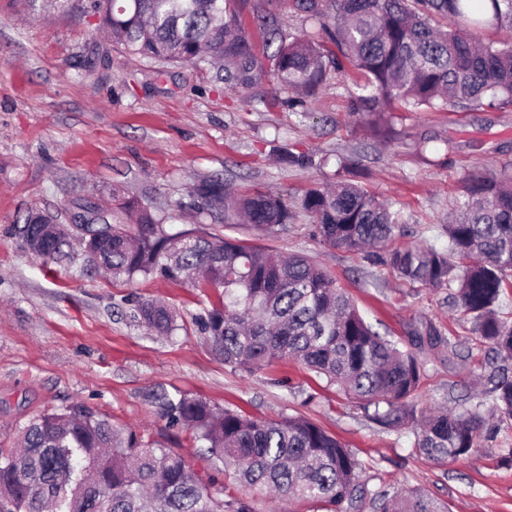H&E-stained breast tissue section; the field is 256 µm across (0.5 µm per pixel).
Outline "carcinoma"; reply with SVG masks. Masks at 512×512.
I'll return each mask as SVG.
<instances>
[{"label": "carcinoma", "instance_id": "1", "mask_svg": "<svg viewBox=\"0 0 512 512\" xmlns=\"http://www.w3.org/2000/svg\"><path fill=\"white\" fill-rule=\"evenodd\" d=\"M234 0H87L100 29L132 56L161 68L192 63L216 68L215 78L249 88L272 78L288 106L306 111L307 99L345 58L368 78L371 94L356 98L370 126L386 133L380 99L407 111L451 103L512 106V44L474 41L483 29L512 30V0H294L315 21L322 40L290 37L276 17L260 14L270 66L255 54ZM331 43L338 52L325 48ZM191 208L203 221L242 218L273 233L296 213L278 194L237 197L219 177L199 180ZM76 257L63 225L33 212L17 234L36 257L103 268L113 277L188 281L214 293L202 318L211 347L243 372L293 360L360 401L384 427L413 425L414 448L435 460L468 456L479 447L480 405L463 412L417 415L410 404L421 377L419 354L446 343L431 323L407 331L405 347L382 337L336 279L300 255L282 257L241 240L194 230L168 233L135 198L113 204L76 202ZM297 208L314 223V236L338 249L379 247L395 275L424 288L455 289L471 332L504 360H512V323L499 315L512 289V167L469 172L451 222L448 249L393 247L401 210L348 180L310 189ZM141 324L160 336L176 329L171 311L152 299L136 304ZM492 415L512 421V378L491 379ZM169 423L205 444L213 469L263 496L304 498L326 512H447L423 492L382 493L367 499L357 483L359 463L335 436L302 416L254 419L217 409L177 390L148 395ZM18 448H0V512H256L254 499L224 493L185 458L131 428L118 426L83 403L33 417L19 427Z\"/></svg>", "mask_w": 512, "mask_h": 512}]
</instances>
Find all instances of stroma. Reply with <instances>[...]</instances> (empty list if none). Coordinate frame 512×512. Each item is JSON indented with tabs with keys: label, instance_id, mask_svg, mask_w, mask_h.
Returning <instances> with one entry per match:
<instances>
[{
	"label": "stroma",
	"instance_id": "35a3bbf8",
	"mask_svg": "<svg viewBox=\"0 0 512 512\" xmlns=\"http://www.w3.org/2000/svg\"><path fill=\"white\" fill-rule=\"evenodd\" d=\"M85 0L41 15L39 0H0V447L39 414L80 402L113 423L182 454L223 485L199 457L188 432L170 427L146 399L162 386L203 397L220 409L256 418L307 417L357 457L358 481L370 492L423 489L448 512H512V421L487 417L477 452L447 463L419 454L408 427L369 421L359 404L291 360L246 373L225 366L199 317L209 301L189 282L101 274L80 276L46 265L16 234L29 212L68 223L77 199L135 197L168 231L193 228L185 206L192 184L220 176L235 191H273L296 201L344 177L401 208L405 232L395 243L448 246L442 227L468 172L512 164V107L392 115L389 140H377L355 109L364 76L349 68L318 89L304 112L289 110L278 85L231 89L208 66L158 72L98 29ZM256 51L264 38L257 11L277 13L286 32L314 35L316 25L290 0H237ZM94 66L96 77L83 76ZM312 158L288 165L284 151ZM207 232L249 239L269 250L308 256L336 278L384 336L405 338L411 325L435 324L446 342L421 353L417 411H461L483 390L495 365L489 346L469 330L450 290L419 288L366 254L314 238L305 213L272 234L247 224H210ZM154 298L178 329L156 336L133 316V297Z\"/></svg>",
	"mask_w": 512,
	"mask_h": 512
}]
</instances>
